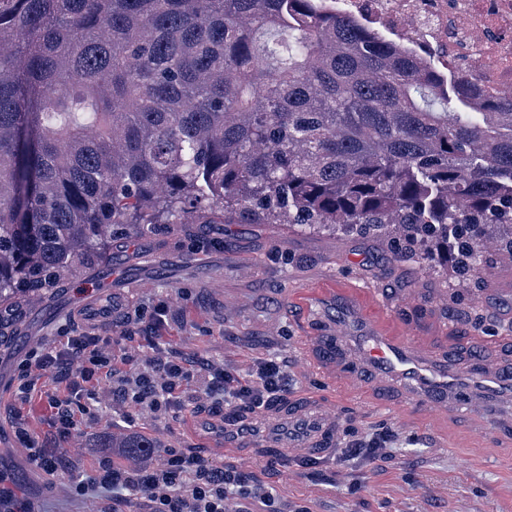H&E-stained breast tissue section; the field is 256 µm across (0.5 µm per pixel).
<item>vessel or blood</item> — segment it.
<instances>
[{
	"label": "vessel or blood",
	"mask_w": 512,
	"mask_h": 512,
	"mask_svg": "<svg viewBox=\"0 0 512 512\" xmlns=\"http://www.w3.org/2000/svg\"><path fill=\"white\" fill-rule=\"evenodd\" d=\"M361 296L357 288L310 294L315 304L338 303L336 325L310 339V366L340 382L347 392L395 393L401 405L428 411L438 423L449 413L462 412L479 430L512 441V365L500 356L512 346L511 334L492 345L474 337L469 344L473 363L463 371L451 355L436 352L413 330L386 331L379 320L366 316ZM236 427L232 416L206 418L198 421L195 435L206 445L233 448ZM339 428L334 410L307 399L269 410L255 425L263 441L284 459L329 455Z\"/></svg>",
	"instance_id": "obj_1"
}]
</instances>
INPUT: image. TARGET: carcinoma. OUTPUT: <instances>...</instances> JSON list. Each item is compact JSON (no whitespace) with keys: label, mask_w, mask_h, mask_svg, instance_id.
<instances>
[{"label":"carcinoma","mask_w":512,"mask_h":512,"mask_svg":"<svg viewBox=\"0 0 512 512\" xmlns=\"http://www.w3.org/2000/svg\"><path fill=\"white\" fill-rule=\"evenodd\" d=\"M209 214L393 234L466 275L491 236L512 255V96L471 111L329 0H0V302L125 224Z\"/></svg>","instance_id":"carcinoma-1"}]
</instances>
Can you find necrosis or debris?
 <instances>
[{"label":"necrosis or debris","instance_id":"1","mask_svg":"<svg viewBox=\"0 0 512 512\" xmlns=\"http://www.w3.org/2000/svg\"><path fill=\"white\" fill-rule=\"evenodd\" d=\"M336 9L439 62L474 99L512 93V0H336Z\"/></svg>","mask_w":512,"mask_h":512}]
</instances>
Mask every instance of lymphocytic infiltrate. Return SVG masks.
<instances>
[{
  "label": "lymphocytic infiltrate",
  "mask_w": 512,
  "mask_h": 512,
  "mask_svg": "<svg viewBox=\"0 0 512 512\" xmlns=\"http://www.w3.org/2000/svg\"><path fill=\"white\" fill-rule=\"evenodd\" d=\"M197 378L205 395L255 415L288 389V375L273 358H256L242 372L187 357L159 356L141 364L116 356L96 334L83 333L68 337L65 348L57 351L31 349L14 368L12 396L19 409L44 401L48 423L64 441L86 414V401L108 394L158 417ZM13 434L18 448L43 473L68 467L62 452L47 447L23 423L14 424ZM73 494L91 503L109 500V512H278L273 492L254 473L216 465L192 448H147L122 466L103 458Z\"/></svg>",
  "instance_id": "lymphocytic-infiltrate-1"
}]
</instances>
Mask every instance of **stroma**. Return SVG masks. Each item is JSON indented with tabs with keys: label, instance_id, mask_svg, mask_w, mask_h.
<instances>
[{
	"label": "stroma",
	"instance_id": "35a3bbf8",
	"mask_svg": "<svg viewBox=\"0 0 512 512\" xmlns=\"http://www.w3.org/2000/svg\"><path fill=\"white\" fill-rule=\"evenodd\" d=\"M484 263L459 277L434 265L396 256L377 236L343 235L294 224H157L113 235L110 257L80 276L63 279L39 298L6 306L0 325V466L11 469L21 492L40 512H89L69 495L91 474L103 439L134 434L160 448L195 446L191 422L211 406L199 384L182 396L183 407L154 418L103 400L80 416L76 431L58 443L36 404L14 412L8 382L17 362L37 346L57 347L63 337L92 332L116 355L146 362L161 345L243 368L273 355L289 379L286 401L309 397L335 407L342 425L337 451L367 447L380 434L391 439L378 457L344 464L332 457L283 461L258 437L237 448H202L205 457L254 472L281 498L312 512H512V444L470 429L462 420L428 425L420 410L371 407L348 396L339 383L307 370L306 339L322 335L334 308L305 307L304 296L328 288L376 291L365 309L393 332L412 328L438 349L456 352L470 332L493 339L512 317V303L492 295L493 275L512 267L494 239L482 247ZM413 293V307L395 298ZM163 309L161 327L138 322L141 309ZM22 416L49 446H64L74 468L49 477L28 463L12 434Z\"/></svg>",
	"mask_w": 512,
	"mask_h": 512
}]
</instances>
